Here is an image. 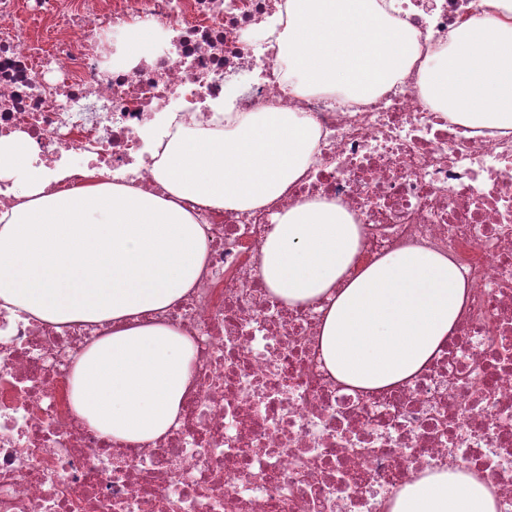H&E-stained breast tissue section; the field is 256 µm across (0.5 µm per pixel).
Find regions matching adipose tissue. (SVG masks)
<instances>
[{
    "label": "adipose tissue",
    "instance_id": "adipose-tissue-1",
    "mask_svg": "<svg viewBox=\"0 0 512 512\" xmlns=\"http://www.w3.org/2000/svg\"><path fill=\"white\" fill-rule=\"evenodd\" d=\"M500 15L468 21L450 49L421 58L415 34L393 26L376 0H289L288 24L270 26L276 61L298 94L358 101L418 69L423 98L458 123L512 128V0ZM319 139L309 117L268 107L223 136L154 134L161 198L92 177L49 193L67 167L32 163L24 134L0 138V182L19 199L0 213V302L56 325L106 322L110 334L77 360L70 399L102 435L152 443L178 420L191 381L192 340L150 313L179 302L207 256L202 225L184 199L216 209L258 210L306 172ZM359 228L333 202L310 200L276 217L262 248L271 291L291 306L328 298L319 336L327 370L376 392L427 366L456 325L467 286L447 257L419 248L355 268ZM390 512H497L476 474L425 471L397 492Z\"/></svg>",
    "mask_w": 512,
    "mask_h": 512
}]
</instances>
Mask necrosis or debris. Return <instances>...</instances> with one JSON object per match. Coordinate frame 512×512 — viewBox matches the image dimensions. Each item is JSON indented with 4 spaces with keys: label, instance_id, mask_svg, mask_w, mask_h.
I'll use <instances>...</instances> for the list:
<instances>
[{
    "label": "necrosis or debris",
    "instance_id": "1",
    "mask_svg": "<svg viewBox=\"0 0 512 512\" xmlns=\"http://www.w3.org/2000/svg\"><path fill=\"white\" fill-rule=\"evenodd\" d=\"M287 0H0V136L25 133L45 167L127 170L163 195L144 133L170 109L188 134L222 129L197 101L260 69L239 96L312 117L320 137L304 176L253 211L182 200L207 234L190 293L155 321L194 344L178 427L147 444L107 438L75 413L67 384L105 324L57 326L0 306V512H388L427 470L475 472L512 512V131L453 122L410 70L369 101L292 92L267 43L243 34ZM26 24H17L19 11ZM488 0H394L421 56ZM161 41L131 63L121 42ZM341 205L359 226L357 259L404 248L448 257L468 285L433 361L390 390L334 378L318 337L324 300L291 307L262 274L275 214L305 200Z\"/></svg>",
    "mask_w": 512,
    "mask_h": 512
}]
</instances>
